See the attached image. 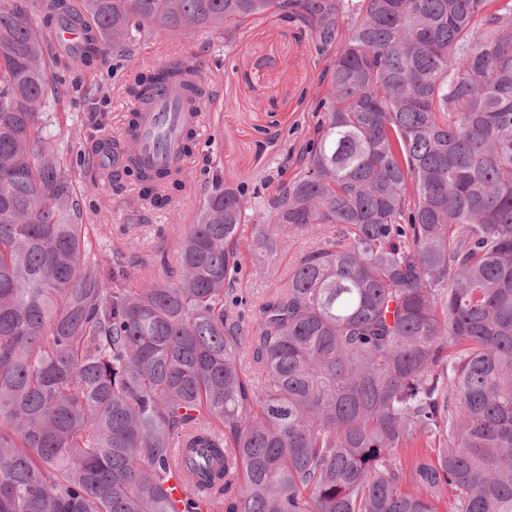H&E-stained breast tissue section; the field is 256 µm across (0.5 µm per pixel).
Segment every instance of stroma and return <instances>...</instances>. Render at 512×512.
Masks as SVG:
<instances>
[{
    "label": "stroma",
    "mask_w": 512,
    "mask_h": 512,
    "mask_svg": "<svg viewBox=\"0 0 512 512\" xmlns=\"http://www.w3.org/2000/svg\"><path fill=\"white\" fill-rule=\"evenodd\" d=\"M236 37L230 53L223 39L203 33L177 41L156 33L136 47V61L158 65L178 57L196 66L205 85L219 88L206 109L209 134L187 163L192 180L161 207L144 204L132 179L118 187L101 181L93 150L121 138L134 104L132 62L109 52L95 68L66 74L68 96L48 116L72 146L68 168L92 217L93 253L121 251L138 259L137 276H161L158 257L173 253L174 225L192 222L213 176L235 184L250 174L248 196L264 197L268 182L296 173L299 150L319 118L312 104L325 93L320 73L327 56L308 23L276 13L244 25Z\"/></svg>",
    "instance_id": "35a3bbf8"
}]
</instances>
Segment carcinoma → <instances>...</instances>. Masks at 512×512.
Instances as JSON below:
<instances>
[{
	"label": "carcinoma",
	"instance_id": "obj_1",
	"mask_svg": "<svg viewBox=\"0 0 512 512\" xmlns=\"http://www.w3.org/2000/svg\"><path fill=\"white\" fill-rule=\"evenodd\" d=\"M270 12L337 45L300 170L249 237L246 181L216 179L131 287L135 262L89 257L45 115L63 73L153 32L232 51ZM126 173L152 206L190 182ZM299 235L287 280L238 292ZM448 490L512 512V0L0 5V512H439ZM248 269L247 264V270L239 286L247 298L261 297L275 287V283L277 282L267 279L265 274L259 273V270L256 271V269H254L249 273Z\"/></svg>",
	"mask_w": 512,
	"mask_h": 512
}]
</instances>
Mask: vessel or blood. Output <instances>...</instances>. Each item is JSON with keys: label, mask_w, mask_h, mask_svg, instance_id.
<instances>
[{"label": "vessel or blood", "mask_w": 512, "mask_h": 512, "mask_svg": "<svg viewBox=\"0 0 512 512\" xmlns=\"http://www.w3.org/2000/svg\"><path fill=\"white\" fill-rule=\"evenodd\" d=\"M204 103L191 97L184 76L168 71L155 81L149 102H135L123 132L135 138L144 170L179 176L186 161L185 134L201 129Z\"/></svg>", "instance_id": "obj_1"}]
</instances>
